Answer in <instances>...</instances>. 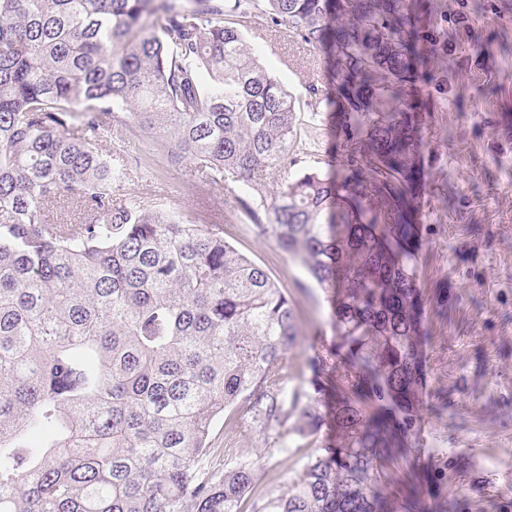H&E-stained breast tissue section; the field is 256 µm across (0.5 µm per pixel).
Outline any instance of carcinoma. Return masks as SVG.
<instances>
[{
	"label": "carcinoma",
	"instance_id": "1",
	"mask_svg": "<svg viewBox=\"0 0 512 512\" xmlns=\"http://www.w3.org/2000/svg\"><path fill=\"white\" fill-rule=\"evenodd\" d=\"M443 0H0V512H426L390 483L422 410L417 288L424 86ZM329 62L338 164L287 177L291 96L227 21ZM80 120L78 132L71 131ZM301 258L335 343L286 384L287 294L203 213L117 203L112 126ZM250 403L279 451L320 434L288 491L256 463L205 471L211 428Z\"/></svg>",
	"mask_w": 512,
	"mask_h": 512
}]
</instances>
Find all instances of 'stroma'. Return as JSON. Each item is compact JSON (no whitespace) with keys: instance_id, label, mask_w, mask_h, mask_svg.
Returning a JSON list of instances; mask_svg holds the SVG:
<instances>
[{"instance_id":"obj_1","label":"stroma","mask_w":512,"mask_h":512,"mask_svg":"<svg viewBox=\"0 0 512 512\" xmlns=\"http://www.w3.org/2000/svg\"><path fill=\"white\" fill-rule=\"evenodd\" d=\"M448 75L430 88L437 108L423 137L424 176L416 201L426 242L418 260L428 342L424 410L409 455L417 471L436 472V512H512V0H445ZM245 42L292 96L300 118L295 164L328 169L335 131L312 92L324 56L296 37L236 19ZM131 167L127 200L187 214L211 213L227 243L263 266L287 293L298 336L288 352V387L308 385L316 355L334 342L325 295L298 259L259 237L233 207L244 182L211 188L193 168ZM236 426L214 424L205 459L220 469L247 459L260 466L258 490H287L315 452L300 440L281 454L275 430L239 408Z\"/></svg>"}]
</instances>
